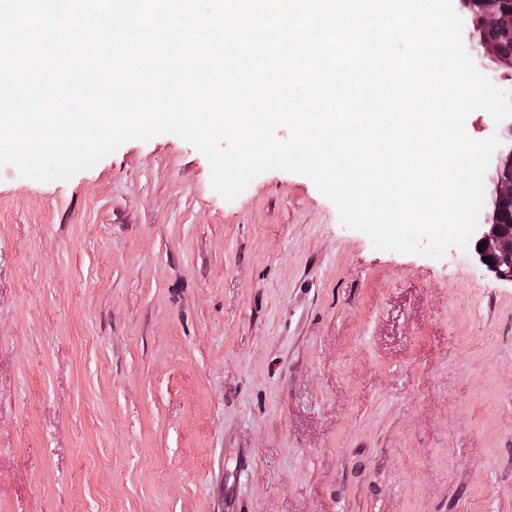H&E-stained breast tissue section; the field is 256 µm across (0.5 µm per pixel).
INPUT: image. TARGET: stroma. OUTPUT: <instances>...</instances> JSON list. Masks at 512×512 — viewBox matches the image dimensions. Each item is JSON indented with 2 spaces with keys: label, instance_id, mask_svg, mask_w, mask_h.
I'll return each instance as SVG.
<instances>
[{
  "label": "stroma",
  "instance_id": "35a3bbf8",
  "mask_svg": "<svg viewBox=\"0 0 512 512\" xmlns=\"http://www.w3.org/2000/svg\"><path fill=\"white\" fill-rule=\"evenodd\" d=\"M0 512H512V282L173 134L1 168Z\"/></svg>",
  "mask_w": 512,
  "mask_h": 512
}]
</instances>
